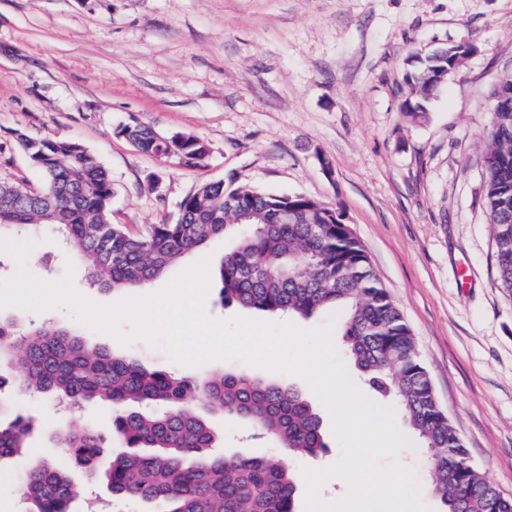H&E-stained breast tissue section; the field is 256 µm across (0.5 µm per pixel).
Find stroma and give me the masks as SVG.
Listing matches in <instances>:
<instances>
[{
	"label": "stroma",
	"mask_w": 512,
	"mask_h": 512,
	"mask_svg": "<svg viewBox=\"0 0 512 512\" xmlns=\"http://www.w3.org/2000/svg\"><path fill=\"white\" fill-rule=\"evenodd\" d=\"M457 44L470 54L418 120L405 117L407 62ZM512 74V0H0V179L45 183L19 135L74 139L112 176V221L136 232L174 220L196 185L237 180L307 196L342 214L399 308L437 400L470 460L512 497V295L500 286L483 205V156L494 92ZM139 121L158 133L199 135L197 167L138 151L118 130ZM28 268L53 282L71 276L82 297L104 303L159 293L187 268L218 270L215 238L141 288L105 291L61 252L57 226L41 225ZM21 329L79 327L87 345L167 371L204 376L163 343L78 325L72 312L0 310ZM297 388L322 418L328 450L282 454L295 474L336 461L331 417L303 378L250 365ZM40 418L27 455L64 463L50 433L67 422L107 431L102 405L20 395ZM228 453L273 445L249 423L207 415Z\"/></svg>",
	"instance_id": "35a3bbf8"
}]
</instances>
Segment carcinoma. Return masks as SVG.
Masks as SVG:
<instances>
[{"mask_svg":"<svg viewBox=\"0 0 512 512\" xmlns=\"http://www.w3.org/2000/svg\"><path fill=\"white\" fill-rule=\"evenodd\" d=\"M422 65L407 76L410 93L401 110L418 119L441 85L425 79ZM137 150L160 154L166 144L149 125L121 128ZM491 146L483 157L484 200L496 247L501 287L512 293V112L491 113ZM186 164L197 166L204 143L178 134ZM45 186L30 190L0 180V236H21L54 224L69 254L103 290L139 288L203 247L232 236L218 270L224 306L311 317L329 308L347 311L346 353L365 382L395 404L405 425L428 452V487L445 512H512V498L467 461L468 451L440 408L411 331L373 271L360 241L336 209L301 195H275L224 181L201 183L180 202L172 222L130 234L112 223V179L99 158L64 138L20 137ZM0 391L11 386L60 402L105 403L108 434L92 426L61 425L54 442L68 463L125 501L151 512H297V482L274 455L215 451L218 434L205 412L249 421L257 434L293 454L315 457L325 448L322 419L304 396L247 370L185 376L146 367L132 357L91 349L60 328L19 331L0 318ZM0 462L23 456L41 430L32 416L12 414L0 398ZM126 450L114 453L112 443ZM27 512H73L77 497L70 474L51 460H33L18 474Z\"/></svg>","mask_w":512,"mask_h":512,"instance_id":"carcinoma-1","label":"carcinoma"}]
</instances>
